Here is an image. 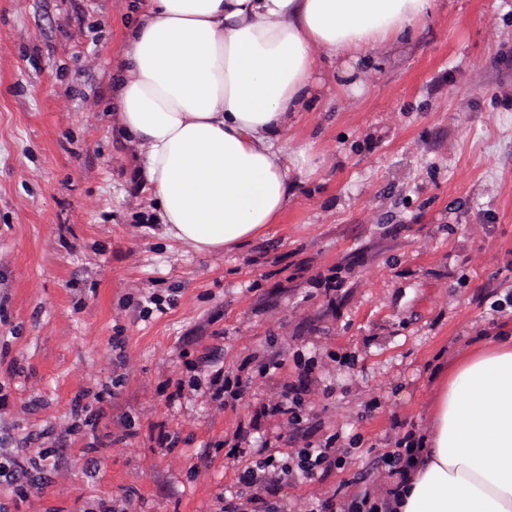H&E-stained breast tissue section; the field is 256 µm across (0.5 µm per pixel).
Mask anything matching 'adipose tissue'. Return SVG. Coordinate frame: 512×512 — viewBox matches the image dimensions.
<instances>
[{
	"instance_id": "obj_1",
	"label": "adipose tissue",
	"mask_w": 512,
	"mask_h": 512,
	"mask_svg": "<svg viewBox=\"0 0 512 512\" xmlns=\"http://www.w3.org/2000/svg\"><path fill=\"white\" fill-rule=\"evenodd\" d=\"M431 0H141L112 85L116 122L165 235L201 254L264 234L288 207L294 130L322 80L356 84L368 50ZM292 162H285V155ZM392 512H512V335L455 357Z\"/></svg>"
}]
</instances>
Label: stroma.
I'll return each instance as SVG.
<instances>
[{"instance_id":"35a3bbf8","label":"stroma","mask_w":512,"mask_h":512,"mask_svg":"<svg viewBox=\"0 0 512 512\" xmlns=\"http://www.w3.org/2000/svg\"><path fill=\"white\" fill-rule=\"evenodd\" d=\"M133 0H0V448L56 447L8 512H278L382 502L384 454L427 427L452 360L512 330V0H434L324 85L279 223L201 255L163 234L129 176L109 89ZM164 312L142 316L140 296ZM278 366L265 375L266 358ZM230 386L215 400L204 377ZM296 416L262 414L287 386ZM287 459L334 438L338 467L256 490L236 431Z\"/></svg>"}]
</instances>
